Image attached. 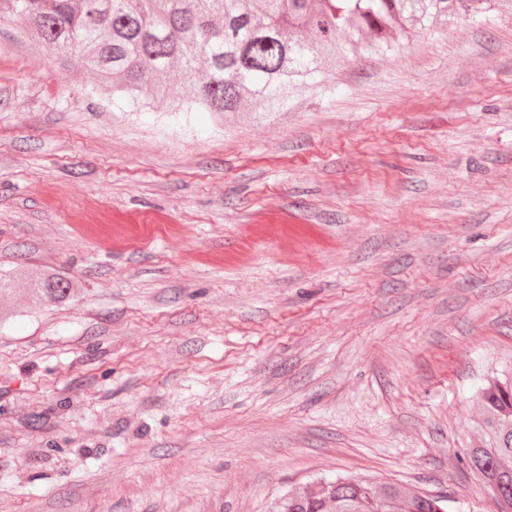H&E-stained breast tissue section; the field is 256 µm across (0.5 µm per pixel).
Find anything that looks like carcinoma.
Returning a JSON list of instances; mask_svg holds the SVG:
<instances>
[{
	"label": "carcinoma",
	"mask_w": 512,
	"mask_h": 512,
	"mask_svg": "<svg viewBox=\"0 0 512 512\" xmlns=\"http://www.w3.org/2000/svg\"><path fill=\"white\" fill-rule=\"evenodd\" d=\"M499 0H0L54 54L76 56L133 107L165 98V76L190 80L178 110L286 112L323 82L327 60L387 52L437 21L484 17ZM35 302L66 299L70 283L28 277ZM480 438L463 462L512 512V369L483 389ZM280 512H447L444 499L365 479L320 478Z\"/></svg>",
	"instance_id": "cac0c4a2"
}]
</instances>
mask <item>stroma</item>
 <instances>
[{
  "instance_id": "obj_1",
  "label": "stroma",
  "mask_w": 512,
  "mask_h": 512,
  "mask_svg": "<svg viewBox=\"0 0 512 512\" xmlns=\"http://www.w3.org/2000/svg\"><path fill=\"white\" fill-rule=\"evenodd\" d=\"M0 276V512H277L339 475L497 512L458 455L512 368V7L262 117L126 107L0 19ZM30 288L28 296L35 302H57L66 299L72 288L70 283L45 272H32L28 277Z\"/></svg>"
}]
</instances>
